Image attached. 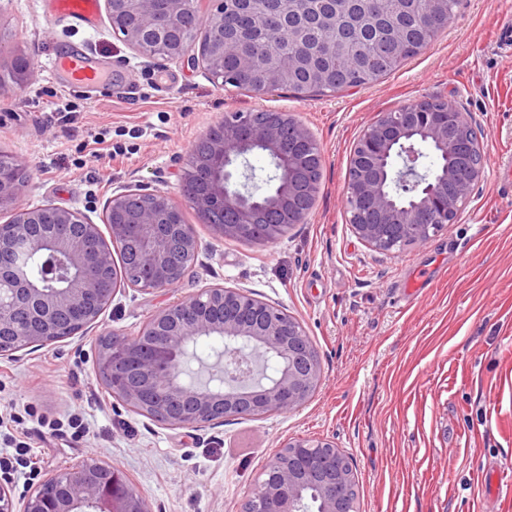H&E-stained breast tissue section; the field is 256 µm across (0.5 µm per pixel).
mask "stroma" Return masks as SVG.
I'll return each instance as SVG.
<instances>
[{"label":"stroma","instance_id":"35a3bbf8","mask_svg":"<svg viewBox=\"0 0 512 512\" xmlns=\"http://www.w3.org/2000/svg\"><path fill=\"white\" fill-rule=\"evenodd\" d=\"M49 0H0V70L29 60L25 87L0 86V152L27 176L33 208L80 209L101 223L123 186L179 198L189 151L228 112H288L323 155L314 207L274 243L216 239L184 209L204 248L172 290L117 293L84 333L0 359V456L27 444L14 467L22 500L56 470L97 462L121 470L148 512H240L283 444L319 436L347 455L359 512H512L482 474L512 470V49L499 37L512 0H462L453 21L418 55L376 83L296 97L256 96L202 70L143 58L107 16L90 27L47 22ZM80 49L111 72V95L54 78L56 52ZM437 97L487 133L484 179L453 224L420 245L381 253L345 220L350 153L379 113ZM423 287L410 288L415 274ZM250 290L298 318L323 377L288 413L197 430L136 414L97 374L100 336L136 335L157 312L207 285Z\"/></svg>","mask_w":512,"mask_h":512}]
</instances>
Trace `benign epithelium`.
Here are the masks:
<instances>
[{"label": "benign epithelium", "mask_w": 512, "mask_h": 512, "mask_svg": "<svg viewBox=\"0 0 512 512\" xmlns=\"http://www.w3.org/2000/svg\"><path fill=\"white\" fill-rule=\"evenodd\" d=\"M112 31L151 62H184L213 80L227 81L224 57L252 65L248 47L225 33L228 0H105ZM310 11L311 0H253L261 11L288 17V4ZM299 64L294 42L282 59L269 64L253 93L266 94L280 83L283 66ZM11 81L31 80L27 59L17 57ZM443 112L401 106L381 112L358 137L350 156L354 176L344 209L354 235L388 253L419 245L454 223L485 176L484 130L467 112L445 103ZM252 112L209 125L190 150L180 194L200 221L222 239L250 235L253 242L277 241L307 212L297 199L311 191L323 156L311 131L288 112ZM449 159L424 167L420 146ZM270 159L276 181L260 193L253 184L250 157ZM377 165L364 171L365 158ZM23 188L20 165L0 158V211L12 212L9 233L0 237V358L78 334L74 327L97 322L122 288L170 290L181 280L175 267L193 262L202 243L182 208L167 192L124 187L107 202L110 239L78 209L51 204H18ZM224 221L213 222L215 212ZM269 215L270 222L257 218ZM127 247L122 272L114 263L116 246ZM37 253L61 258L68 272L63 288H35L18 269ZM221 343L223 376L215 384L193 386L183 378L185 364L200 340ZM98 372L112 396L132 411L168 426L201 428L227 419H258L293 411L308 401L322 379L318 357L303 324L284 308L258 299L244 288L212 286L172 302L139 334L114 332L99 346ZM354 481L343 453L329 440L297 437L277 449L254 483L242 512H310L305 491H316L317 512H353L346 489ZM22 512H147L114 467L81 463L57 470L23 497Z\"/></svg>", "instance_id": "obj_1"}]
</instances>
